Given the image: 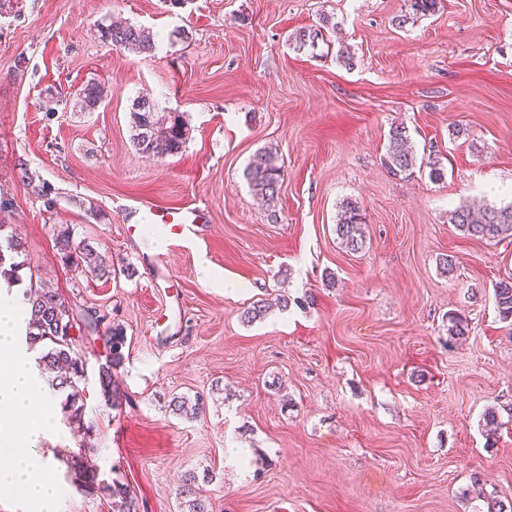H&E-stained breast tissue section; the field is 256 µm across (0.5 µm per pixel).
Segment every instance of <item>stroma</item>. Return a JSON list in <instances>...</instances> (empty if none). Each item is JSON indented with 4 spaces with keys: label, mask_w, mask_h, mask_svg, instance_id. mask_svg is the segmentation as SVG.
Here are the masks:
<instances>
[{
    "label": "stroma",
    "mask_w": 512,
    "mask_h": 512,
    "mask_svg": "<svg viewBox=\"0 0 512 512\" xmlns=\"http://www.w3.org/2000/svg\"><path fill=\"white\" fill-rule=\"evenodd\" d=\"M113 17L149 28L152 53L100 40ZM326 19L329 49L295 47L296 30ZM90 81L105 97L78 111ZM142 94L184 115L181 153L152 160L133 146ZM395 125L418 157L439 154L442 180L425 166L387 171ZM269 147L284 166L272 212L244 176ZM25 171L54 188V208ZM1 193L13 206L0 244L21 239V283L38 274L125 330L114 378L128 403L100 395L106 352L93 338L79 346L82 398L90 464L133 487L140 512H187L191 469L213 512L512 506V326L493 296L512 281V238L480 241L449 221L463 204L512 203V0H440L428 16L408 0H0ZM350 200L365 217L357 254L335 232ZM189 204L203 211L200 231L167 244L170 273L159 275L146 225L126 226ZM58 224L134 275L71 271ZM306 295V308L275 304ZM262 298L266 318L242 322ZM452 313L469 334L451 348ZM198 393L203 418L173 414V397ZM83 438L62 415L42 443L62 484Z\"/></svg>",
    "instance_id": "1"
}]
</instances>
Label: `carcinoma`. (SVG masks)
<instances>
[{
  "label": "carcinoma",
  "instance_id": "1",
  "mask_svg": "<svg viewBox=\"0 0 512 512\" xmlns=\"http://www.w3.org/2000/svg\"><path fill=\"white\" fill-rule=\"evenodd\" d=\"M100 34L105 42L132 54L149 53L155 46L153 33L134 24L103 25ZM322 37L320 29H302L296 31L293 42L300 49L307 46L313 48ZM104 96V88L93 81L87 82L76 93L77 102L85 112L93 111ZM130 117L131 141L137 150L160 160L182 151L188 132L182 115L160 112L154 100L146 95H139L132 102ZM383 163L395 176L410 172L416 167V153L409 145L405 127L397 125L390 129ZM20 171L23 183L34 195L43 199L45 206L52 207L54 198L51 197L50 185L35 182L24 165L20 167ZM246 176L254 195L262 199L269 209H275L284 179L277 153L271 150L257 152L247 165ZM450 223L476 239L503 240L512 237V205L479 208L463 205L451 212ZM364 225L359 207L353 202H346L337 219L336 235L340 244L352 254L360 253L366 247ZM54 241L65 264L98 278L112 276L113 268L106 261L105 255L90 242L75 238L69 225L59 224L54 228ZM25 298L30 305L25 324V343L33 350L41 348L39 364L47 371L57 374L58 383L55 387L60 390L71 389L65 399L69 423L85 430L88 435L92 432V426L85 424L83 406L78 404L79 384L87 376L85 361L77 349V342L84 335L74 338L70 336V330L79 329L83 324L88 327L93 325L97 308L89 307L80 315L68 299L44 284L34 286ZM494 302L500 319L512 324V281L502 280L496 283ZM270 307L271 303L261 299L245 309L242 318L248 323L262 319ZM104 336L109 353L105 362L98 366L97 382L105 403L117 407L124 394L117 390L112 373L123 362L124 329L110 323ZM172 403L176 413L188 419L198 417L204 410V403L198 397L191 400L184 396H175ZM68 473L73 477V483L80 493L103 495L112 505V512H140L138 497L128 484L116 478L108 480L100 477V473L86 467L83 456L71 457L68 461ZM195 484V473H185L182 493L189 497V512H211L209 503L196 495Z\"/></svg>",
  "mask_w": 512,
  "mask_h": 512
}]
</instances>
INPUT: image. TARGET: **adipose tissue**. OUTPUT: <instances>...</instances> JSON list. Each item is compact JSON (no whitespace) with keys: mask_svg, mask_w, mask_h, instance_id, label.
<instances>
[{"mask_svg":"<svg viewBox=\"0 0 512 512\" xmlns=\"http://www.w3.org/2000/svg\"><path fill=\"white\" fill-rule=\"evenodd\" d=\"M27 311L23 299L0 297V495L19 500L26 512H64L66 491L41 446L58 408L17 344Z\"/></svg>","mask_w":512,"mask_h":512,"instance_id":"adipose-tissue-1","label":"adipose tissue"}]
</instances>
